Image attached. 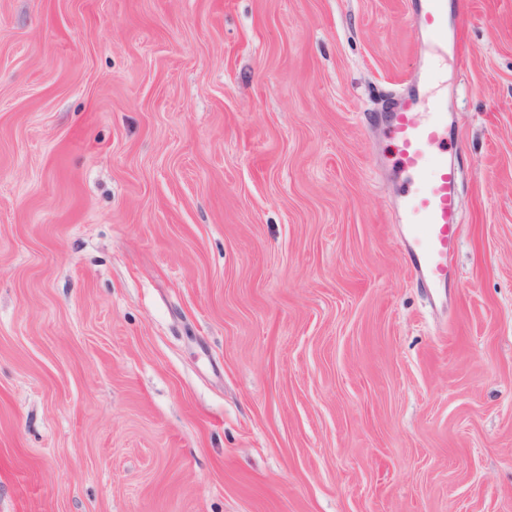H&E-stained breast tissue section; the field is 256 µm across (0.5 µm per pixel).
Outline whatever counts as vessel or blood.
Listing matches in <instances>:
<instances>
[{
  "label": "vessel or blood",
  "mask_w": 512,
  "mask_h": 512,
  "mask_svg": "<svg viewBox=\"0 0 512 512\" xmlns=\"http://www.w3.org/2000/svg\"><path fill=\"white\" fill-rule=\"evenodd\" d=\"M419 12L432 41L447 44L448 0H419ZM421 103L418 93L398 95L388 112L386 131L401 169L418 184L401 200L409 270L424 287L444 288L460 240L458 173L440 151L448 137L446 100L435 99L426 110Z\"/></svg>",
  "instance_id": "b4317fda"
}]
</instances>
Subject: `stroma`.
<instances>
[{"label": "stroma", "instance_id": "1", "mask_svg": "<svg viewBox=\"0 0 512 512\" xmlns=\"http://www.w3.org/2000/svg\"><path fill=\"white\" fill-rule=\"evenodd\" d=\"M448 10L430 302L414 0H0V512H512V0ZM421 103L418 92L398 95L388 111L386 131L401 169L418 184L401 200L399 222L409 270L424 287L444 288L460 240L458 173L448 165V154L440 152L448 137L447 101L435 99L429 112H418Z\"/></svg>", "mask_w": 512, "mask_h": 512}]
</instances>
